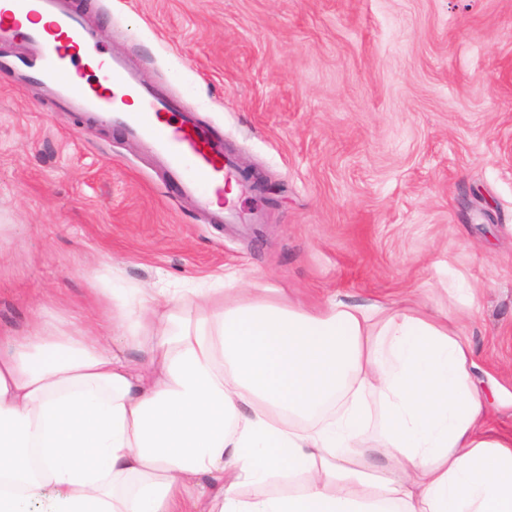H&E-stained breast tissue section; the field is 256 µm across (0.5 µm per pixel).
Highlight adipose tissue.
<instances>
[{
    "instance_id": "ef3b65f1",
    "label": "adipose tissue",
    "mask_w": 512,
    "mask_h": 512,
    "mask_svg": "<svg viewBox=\"0 0 512 512\" xmlns=\"http://www.w3.org/2000/svg\"><path fill=\"white\" fill-rule=\"evenodd\" d=\"M111 298L95 332L0 353V512H512V431L447 315L276 288ZM369 392L390 474L353 461Z\"/></svg>"
}]
</instances>
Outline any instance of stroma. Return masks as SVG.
<instances>
[{"instance_id": "1", "label": "stroma", "mask_w": 512, "mask_h": 512, "mask_svg": "<svg viewBox=\"0 0 512 512\" xmlns=\"http://www.w3.org/2000/svg\"><path fill=\"white\" fill-rule=\"evenodd\" d=\"M269 193L209 223L118 128L0 68V339L234 274L460 318L512 430V0H79ZM491 208L486 221L479 211Z\"/></svg>"}]
</instances>
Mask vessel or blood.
<instances>
[{
	"mask_svg": "<svg viewBox=\"0 0 512 512\" xmlns=\"http://www.w3.org/2000/svg\"><path fill=\"white\" fill-rule=\"evenodd\" d=\"M1 40L23 51L0 55V66L22 80L37 79L59 111L122 129L213 223H246L225 195L234 161L222 139L197 120L194 108L155 93L126 56L99 40L72 0H0ZM89 73L96 78L91 85L84 82Z\"/></svg>",
	"mask_w": 512,
	"mask_h": 512,
	"instance_id": "1",
	"label": "vessel or blood"
}]
</instances>
